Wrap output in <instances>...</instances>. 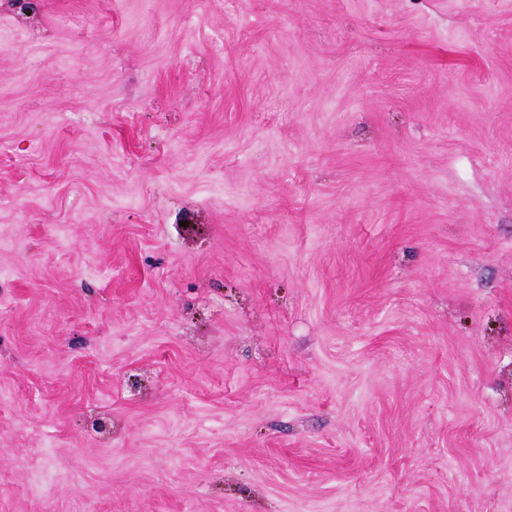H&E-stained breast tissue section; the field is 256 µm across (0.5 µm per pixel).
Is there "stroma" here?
I'll use <instances>...</instances> for the list:
<instances>
[{
    "label": "stroma",
    "mask_w": 512,
    "mask_h": 512,
    "mask_svg": "<svg viewBox=\"0 0 512 512\" xmlns=\"http://www.w3.org/2000/svg\"><path fill=\"white\" fill-rule=\"evenodd\" d=\"M0 512H512V0H0Z\"/></svg>",
    "instance_id": "35a3bbf8"
}]
</instances>
